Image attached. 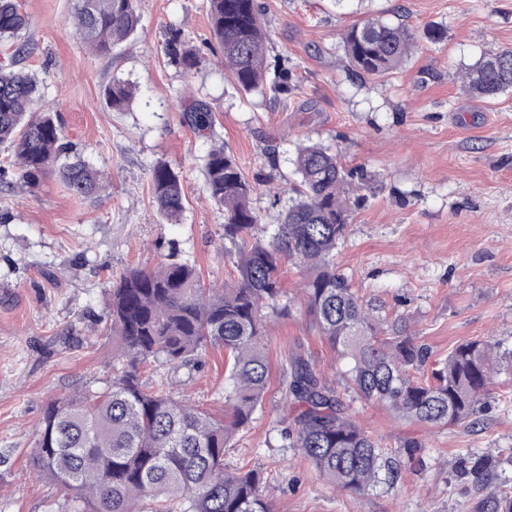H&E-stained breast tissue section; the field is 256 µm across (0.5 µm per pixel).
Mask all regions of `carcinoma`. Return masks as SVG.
Here are the masks:
<instances>
[{
	"instance_id": "obj_1",
	"label": "carcinoma",
	"mask_w": 512,
	"mask_h": 512,
	"mask_svg": "<svg viewBox=\"0 0 512 512\" xmlns=\"http://www.w3.org/2000/svg\"><path fill=\"white\" fill-rule=\"evenodd\" d=\"M208 18L221 47L224 71L244 92L288 90L289 70L265 64L267 33L255 0H207ZM76 34L97 56L133 36L140 24L137 0H75ZM28 16L19 0H0V38H16ZM418 36L402 22L368 18L348 29L342 43L360 74L385 78L411 57ZM168 55L190 70L197 56L174 32ZM466 93L489 101L512 93V47L485 53L463 74ZM36 79L22 70L0 69V144L13 148L21 182L34 190L56 178L76 197L103 192V175L86 161L58 165L67 154L61 126L48 112H32ZM135 87L114 79L104 89L107 105L121 111ZM197 130L212 127L204 104L190 112ZM296 180L290 204L268 242L253 237L260 216L250 204L254 186L235 158L213 148L205 163V191L224 210V238L238 246L237 276L224 287H205L196 264L171 255L154 267H133L112 282L107 298L112 344V384L101 392L74 393L50 402L31 457L35 471L68 496L72 512H270L263 476L231 469L225 449L261 408L268 381L265 338L278 306L282 273L291 263L302 276L299 301L318 332L348 364L353 389L399 417L430 426L476 425L494 402L496 377L512 371V350L473 340L448 353L433 382L411 377L428 362V346L383 323L374 307L353 291L336 268L337 245L347 237L353 207L347 193L353 174L335 152L302 144L293 159ZM157 211L169 224L184 210L179 173L160 162L150 170ZM228 354L227 419L216 418L183 397L176 384L147 387L148 364L193 368L207 349ZM284 399L293 406L292 429L283 446L295 448L328 481L352 496L379 484L393 485L399 471L381 444L347 412L334 388L302 354L288 358ZM489 453L470 451L455 476L474 489L470 512H512V491L493 481Z\"/></svg>"
}]
</instances>
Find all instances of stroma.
Listing matches in <instances>:
<instances>
[{"label": "stroma", "mask_w": 512, "mask_h": 512, "mask_svg": "<svg viewBox=\"0 0 512 512\" xmlns=\"http://www.w3.org/2000/svg\"><path fill=\"white\" fill-rule=\"evenodd\" d=\"M29 26L0 40V66L34 75L37 111L56 114L71 158L93 164L110 186L92 201L58 179L0 187V512H55L62 491L31 471L37 431L49 401L101 390L112 359L101 346L106 293L131 267H153L168 254L195 261L206 285L232 279L236 246L224 237V213L208 200L203 169L223 141L254 185L251 203L270 236L288 205L268 183L294 178L299 140L330 147L346 168L366 172L350 233L336 265L354 291L386 322L402 320L431 349L418 380L429 382L457 344L498 340L512 348V95L471 99L462 74L486 51L512 47V0H257L269 33L266 63L287 67L288 91L244 92L221 64L206 0H141L136 34L109 57L92 55L73 27L74 0H21ZM373 17L416 32L443 28V42H422L387 78L356 75L341 37ZM180 32L201 59L193 70L164 52ZM28 54L19 56L18 43ZM136 95L123 112L102 97L112 79ZM213 131L185 120L198 104ZM180 174L181 223L168 224L153 202L149 173L157 162ZM270 383L249 426L227 449L230 467L258 469L272 512H468L470 492L451 464L470 450L498 456L512 478V372L500 375L495 402L478 426L429 428L395 420L360 399L346 366L299 306L266 340ZM299 351L336 387L359 423L399 464L395 487L363 496L335 490L280 432L292 410L284 401L288 355ZM224 351L202 366L145 367L183 382L190 400L224 415ZM418 442L415 454L404 444Z\"/></svg>", "instance_id": "obj_1"}]
</instances>
